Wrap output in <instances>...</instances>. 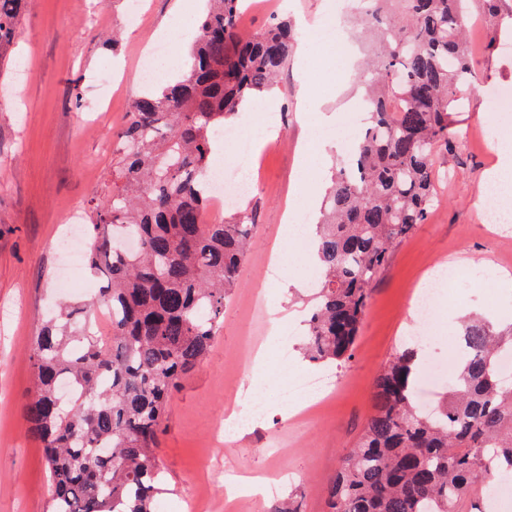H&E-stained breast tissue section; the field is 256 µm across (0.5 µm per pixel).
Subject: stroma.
<instances>
[{
  "instance_id": "obj_1",
  "label": "stroma",
  "mask_w": 512,
  "mask_h": 512,
  "mask_svg": "<svg viewBox=\"0 0 512 512\" xmlns=\"http://www.w3.org/2000/svg\"><path fill=\"white\" fill-rule=\"evenodd\" d=\"M139 21L128 16V0H27L17 36L0 59V512H46L49 482L39 443L26 430L21 412L33 376L28 356L31 339L55 300L92 299L106 287L105 274L80 269L78 291L61 288L62 256L57 249L68 210L88 219L93 203L112 171L104 139L123 128L131 104L144 90L141 70L151 43L179 33L182 53L166 62L179 71L191 34L198 28L205 0H142ZM290 13L301 45L271 94L243 112L245 135L263 129L280 139L262 156L263 185L249 201L256 212L247 260L239 286L224 305V325L206 362L174 392L161 437L162 501L169 512H183L200 490L210 494V512H266L250 497L224 508V464L231 461L251 476L282 469L287 478L278 499L300 497L301 512H327L325 491L340 457L358 437L371 411L373 382L412 329L410 300L437 267L453 263L495 271L499 302H489L472 280L460 278L445 291L451 311L481 313L490 320L512 321V223L494 229L481 223L478 198L487 190L485 173L495 158L494 142L512 144V119L490 115V99L512 86V51L487 53L491 28L469 27L467 36L476 80L466 89L467 104L457 116L455 150L439 153L442 171L426 223L401 242L375 283L352 359L326 372L337 385L312 429H292L282 414L278 388L260 383L254 390L267 404L256 429L225 442H212L211 430L224 416L231 395L228 371L248 383L239 364V336L250 326L266 351L281 343L266 318L251 304L264 288L281 309L278 324L303 329L307 291L283 288L282 277L261 272L269 247L296 253V235L285 232L284 215L297 212L294 198L300 178L322 186L334 163L344 156L332 142L337 110H362L358 63H345L318 27L340 18L336 0H293ZM341 19V18H340ZM113 69L123 84L112 109H94L95 79ZM494 123V142H481L477 128ZM325 139L323 151L302 165L311 137Z\"/></svg>"
}]
</instances>
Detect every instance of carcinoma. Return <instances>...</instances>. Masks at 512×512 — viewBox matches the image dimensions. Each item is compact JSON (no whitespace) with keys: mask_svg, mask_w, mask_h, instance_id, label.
Returning a JSON list of instances; mask_svg holds the SVG:
<instances>
[{"mask_svg":"<svg viewBox=\"0 0 512 512\" xmlns=\"http://www.w3.org/2000/svg\"><path fill=\"white\" fill-rule=\"evenodd\" d=\"M483 2L492 24L512 20L508 0ZM208 4L188 68L133 101L86 225V264L111 281L109 336L86 331L88 303L33 336L23 413L49 472V512H158L168 403L208 357L245 261L253 212L206 223L201 180L216 135L272 88L294 39L286 15L243 35L242 0ZM24 7L0 0V55ZM346 15L361 18L360 35L375 45L358 76L367 112L354 162L320 204L304 342L311 362L339 366L353 356L373 283L431 213L434 156L457 139L473 70L462 0H350ZM459 332L463 351L435 412L416 395L421 347H405L376 376L364 432L326 489L328 512H457L465 501L486 512L479 475L512 480V383L496 367L512 350V323L472 317ZM64 380L74 386L65 402Z\"/></svg>","mask_w":512,"mask_h":512,"instance_id":"cac0c4a2","label":"carcinoma"}]
</instances>
